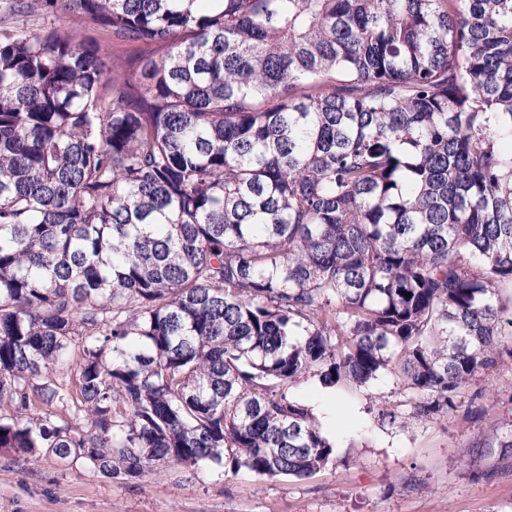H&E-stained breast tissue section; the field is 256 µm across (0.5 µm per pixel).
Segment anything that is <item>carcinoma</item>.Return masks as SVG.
I'll use <instances>...</instances> for the list:
<instances>
[{
    "instance_id": "obj_1",
    "label": "carcinoma",
    "mask_w": 512,
    "mask_h": 512,
    "mask_svg": "<svg viewBox=\"0 0 512 512\" xmlns=\"http://www.w3.org/2000/svg\"><path fill=\"white\" fill-rule=\"evenodd\" d=\"M59 14L138 56L29 29ZM7 19L1 450L305 477L335 445L293 383L392 373L422 422L512 358V0H9Z\"/></svg>"
}]
</instances>
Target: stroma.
<instances>
[{
    "label": "stroma",
    "mask_w": 512,
    "mask_h": 512,
    "mask_svg": "<svg viewBox=\"0 0 512 512\" xmlns=\"http://www.w3.org/2000/svg\"><path fill=\"white\" fill-rule=\"evenodd\" d=\"M332 396L335 454L309 477L171 461L108 478L79 460L0 450V512H512V447L488 442L512 415V359L480 373L455 409L404 428L379 416L411 410L394 375Z\"/></svg>",
    "instance_id": "stroma-1"
}]
</instances>
